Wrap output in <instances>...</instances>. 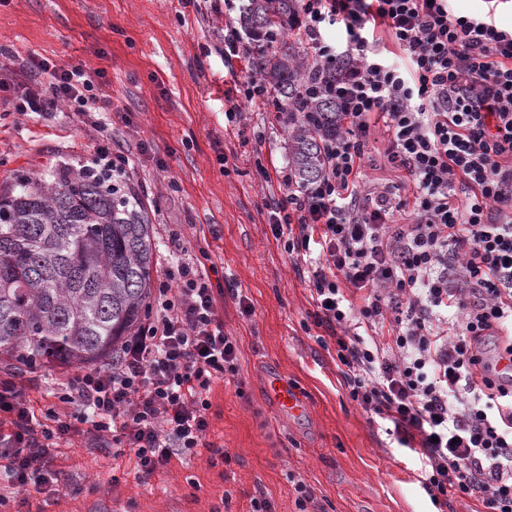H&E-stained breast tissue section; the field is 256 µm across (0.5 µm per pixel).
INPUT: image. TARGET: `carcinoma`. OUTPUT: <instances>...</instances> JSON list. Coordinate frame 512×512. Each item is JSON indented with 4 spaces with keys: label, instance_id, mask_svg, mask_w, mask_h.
Returning a JSON list of instances; mask_svg holds the SVG:
<instances>
[{
    "label": "carcinoma",
    "instance_id": "obj_1",
    "mask_svg": "<svg viewBox=\"0 0 512 512\" xmlns=\"http://www.w3.org/2000/svg\"><path fill=\"white\" fill-rule=\"evenodd\" d=\"M298 0H247L241 25L256 73L281 101L288 171L306 186L326 170L336 105L311 101L316 76L289 29ZM156 243L143 198L109 168L62 166L0 196V356L29 370L108 360L150 302Z\"/></svg>",
    "mask_w": 512,
    "mask_h": 512
}]
</instances>
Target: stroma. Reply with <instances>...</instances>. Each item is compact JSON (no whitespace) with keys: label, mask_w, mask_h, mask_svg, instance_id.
<instances>
[{"label":"stroma","mask_w":512,"mask_h":512,"mask_svg":"<svg viewBox=\"0 0 512 512\" xmlns=\"http://www.w3.org/2000/svg\"><path fill=\"white\" fill-rule=\"evenodd\" d=\"M224 23L213 0H0L5 67L20 77L34 57L81 66L109 103L83 116L65 107L23 115L0 92V194L62 162L96 163L98 141L111 136L129 159V185L150 206L155 278L208 253L224 275L218 314L239 345L237 374L209 393L205 447L173 456L146 481L132 451L66 444L55 451L65 489L11 495L7 512H250L260 495L274 512H297L299 484L325 512H436L413 480L414 456L344 387L334 342L318 340L308 287L270 232L267 204L280 194L287 134L260 104L226 121V91L253 69L225 60ZM386 148L383 127L371 128L361 189L398 190ZM273 369L305 396L308 414H279L266 391ZM216 447L225 459L214 458Z\"/></svg>","instance_id":"1"}]
</instances>
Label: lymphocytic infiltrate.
Instances as JSON below:
<instances>
[{
    "label": "lymphocytic infiltrate",
    "instance_id": "f902f5d3",
    "mask_svg": "<svg viewBox=\"0 0 512 512\" xmlns=\"http://www.w3.org/2000/svg\"><path fill=\"white\" fill-rule=\"evenodd\" d=\"M449 0H300L299 26L319 72L311 98L335 100L341 127L324 176L280 172L268 224L336 344L350 397L392 424L415 454L437 512H512V28ZM342 29V40L327 36ZM384 30L405 61L381 47ZM80 66L40 61L18 112L97 111ZM388 133V167L408 191L359 194L371 126ZM238 345L200 263L181 262L118 359L58 392L66 411L36 412L21 383L0 380V470L14 493L58 494L54 448L68 438L134 451L142 479L202 445L207 394L237 372Z\"/></svg>",
    "mask_w": 512,
    "mask_h": 512
}]
</instances>
